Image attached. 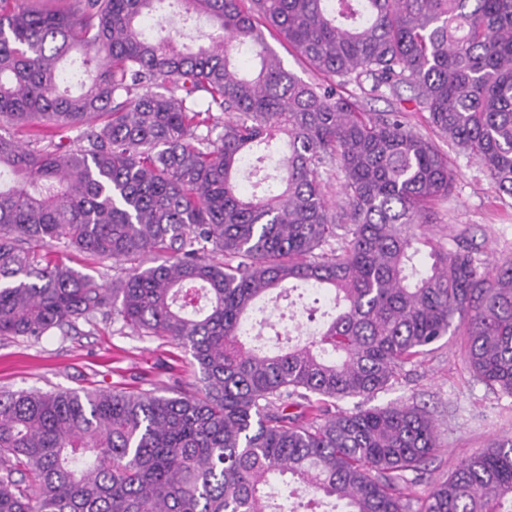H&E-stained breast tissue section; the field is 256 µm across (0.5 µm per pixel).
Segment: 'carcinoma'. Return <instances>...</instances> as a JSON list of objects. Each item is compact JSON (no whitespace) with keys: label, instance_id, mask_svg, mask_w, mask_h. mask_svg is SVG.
<instances>
[{"label":"carcinoma","instance_id":"1","mask_svg":"<svg viewBox=\"0 0 512 512\" xmlns=\"http://www.w3.org/2000/svg\"><path fill=\"white\" fill-rule=\"evenodd\" d=\"M74 2L0 0V339L110 316L187 349L205 388L0 389V512H276L275 476L305 512H512V437L416 496L432 418L363 405L461 328L474 376L512 396V261L426 235L448 155L344 95L410 91L512 197V0ZM175 7L212 29L194 49ZM272 33L321 80L285 69ZM302 286L339 308L319 337L241 341L258 298Z\"/></svg>","mask_w":512,"mask_h":512}]
</instances>
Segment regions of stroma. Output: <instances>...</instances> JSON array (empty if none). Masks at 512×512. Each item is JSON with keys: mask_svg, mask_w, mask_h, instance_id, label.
<instances>
[{"mask_svg": "<svg viewBox=\"0 0 512 512\" xmlns=\"http://www.w3.org/2000/svg\"><path fill=\"white\" fill-rule=\"evenodd\" d=\"M370 113H404L410 129L440 149L448 144L428 121L426 110L386 92L357 94ZM455 187L448 200L435 206L429 235L445 246L462 239L472 244L484 264L512 260V197L495 190L473 159L451 153ZM464 331L445 336L421 362L406 366L403 376L377 404L414 402L426 407L438 432L440 446L431 456L419 493H426L454 471L460 460L481 453L493 439L512 437V397L489 389L473 377L466 358ZM199 370L190 354L157 337H141L118 324L53 330L39 341L0 340V389L79 390L97 386L171 389L182 384L199 387Z\"/></svg>", "mask_w": 512, "mask_h": 512, "instance_id": "35a3bbf8", "label": "stroma"}]
</instances>
